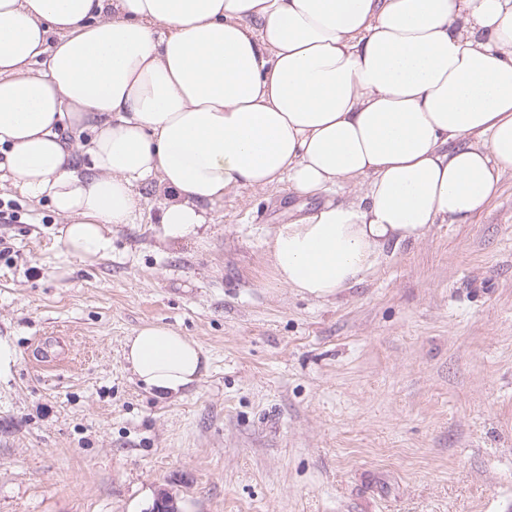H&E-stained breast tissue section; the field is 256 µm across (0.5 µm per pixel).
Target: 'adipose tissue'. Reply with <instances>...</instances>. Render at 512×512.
Here are the masks:
<instances>
[{"instance_id":"adipose-tissue-1","label":"adipose tissue","mask_w":512,"mask_h":512,"mask_svg":"<svg viewBox=\"0 0 512 512\" xmlns=\"http://www.w3.org/2000/svg\"><path fill=\"white\" fill-rule=\"evenodd\" d=\"M512 174V0H0V182L93 264L161 199L163 246L227 191L348 184L267 241L274 286L336 296ZM124 357L158 397L208 359L164 324Z\"/></svg>"}]
</instances>
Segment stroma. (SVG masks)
<instances>
[{"mask_svg": "<svg viewBox=\"0 0 512 512\" xmlns=\"http://www.w3.org/2000/svg\"><path fill=\"white\" fill-rule=\"evenodd\" d=\"M112 253L66 255L46 202L0 190V512H512V175L465 224L330 299L271 285L265 242L303 206L234 190L165 247L140 187ZM165 324L209 358L158 398L123 358ZM55 361L40 363V354ZM19 353L8 336H0V381L8 380L18 364Z\"/></svg>", "mask_w": 512, "mask_h": 512, "instance_id": "1", "label": "stroma"}]
</instances>
